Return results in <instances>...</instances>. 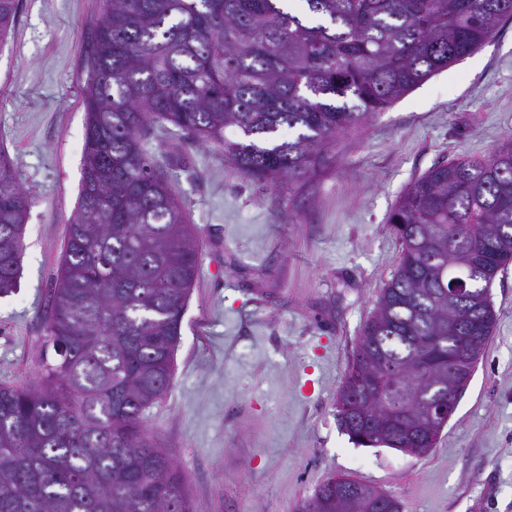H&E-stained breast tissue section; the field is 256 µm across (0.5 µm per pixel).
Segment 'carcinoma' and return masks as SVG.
<instances>
[{
	"mask_svg": "<svg viewBox=\"0 0 512 512\" xmlns=\"http://www.w3.org/2000/svg\"><path fill=\"white\" fill-rule=\"evenodd\" d=\"M105 0L87 60L83 175L49 299L57 360L39 389L0 387V512H193L181 476L141 425L168 390L199 237L147 147L167 133L215 145L262 187L293 190L363 120L471 54L512 0ZM18 0H0V40ZM294 132L291 139L280 131ZM232 129L236 138L224 136ZM31 199L0 152V295L17 286ZM402 242L341 387L368 392L363 447L423 456L427 407L454 394L449 367L481 356L492 282L512 263V141L412 181L389 218ZM468 302L448 306V289ZM377 488L326 481L295 512H403Z\"/></svg>",
	"mask_w": 512,
	"mask_h": 512,
	"instance_id": "obj_1",
	"label": "carcinoma"
}]
</instances>
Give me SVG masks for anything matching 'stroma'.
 Returning <instances> with one entry per match:
<instances>
[{
	"label": "stroma",
	"mask_w": 512,
	"mask_h": 512,
	"mask_svg": "<svg viewBox=\"0 0 512 512\" xmlns=\"http://www.w3.org/2000/svg\"><path fill=\"white\" fill-rule=\"evenodd\" d=\"M103 0H19L0 44V150L32 200L20 277L0 296V386H39L46 332L82 179L84 88ZM512 139V19L478 50L338 139L300 190L259 188L216 146L156 161L200 239L167 392L142 413L195 512H294L338 475L397 497L403 512H512V266L490 288L492 336L427 455L351 442L336 396L390 280L389 217L435 164L484 158Z\"/></svg>",
	"instance_id": "obj_1"
}]
</instances>
